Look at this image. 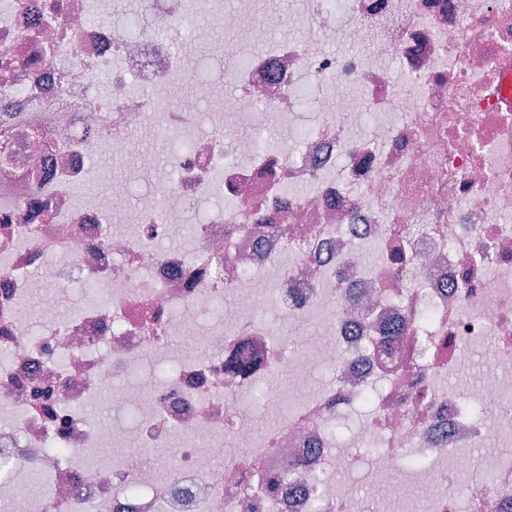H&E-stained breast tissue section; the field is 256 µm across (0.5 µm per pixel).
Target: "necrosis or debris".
Instances as JSON below:
<instances>
[{"label": "necrosis or debris", "instance_id": "1", "mask_svg": "<svg viewBox=\"0 0 512 512\" xmlns=\"http://www.w3.org/2000/svg\"><path fill=\"white\" fill-rule=\"evenodd\" d=\"M53 3L23 0L0 17V125L17 158L0 178V501L39 474L50 488L28 512H359L351 486L330 474L328 428L368 395L370 417L349 444H378L379 497L441 482L427 512H512L511 455L489 456L464 482L455 467L459 451L503 441L512 420V0H307L309 38L254 50L221 103L190 73L192 94L174 104L161 92L180 63L155 31L191 15L192 0H144L149 20L136 32L88 20L89 0H63L59 20ZM341 32L352 51L326 52ZM326 76L342 90L320 95L322 121L295 152L260 148L221 119L261 112L295 130V89ZM370 110L384 119L359 136ZM204 118L211 131L172 154V182H154L153 153L137 157L162 204L138 211L131 232L109 229L125 194L108 207L76 201L97 153L127 155L129 131L151 137ZM48 132L51 146L30 157ZM213 194L222 205L204 210ZM191 215L187 251L178 241ZM409 224L427 231L411 240L408 266L355 262L369 243L390 251ZM46 269L60 287L103 294L78 309L44 303L36 333L20 305ZM257 273L272 274L271 299L255 291ZM269 303L293 327L319 323L340 355L320 394L289 388L298 409L260 438L242 400L276 394L290 366L285 342L250 317ZM214 314L225 332L203 336L189 322ZM488 336L500 374L452 386L464 349ZM202 347L209 355L196 357ZM232 355L248 376L225 373ZM147 359L169 373L143 374ZM110 388L117 413L91 417ZM473 403L496 417L472 414ZM177 435L170 478L81 459L126 440L161 455ZM267 474L281 478L271 495L258 484Z\"/></svg>", "mask_w": 512, "mask_h": 512}]
</instances>
